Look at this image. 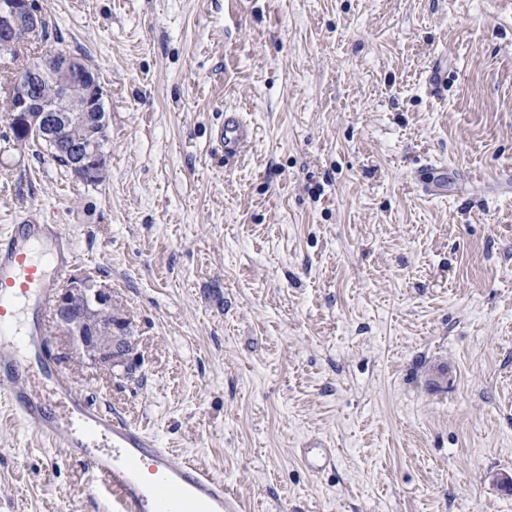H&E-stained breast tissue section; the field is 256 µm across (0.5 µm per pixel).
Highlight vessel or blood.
<instances>
[{
    "label": "vessel or blood",
    "instance_id": "b4317fda",
    "mask_svg": "<svg viewBox=\"0 0 512 512\" xmlns=\"http://www.w3.org/2000/svg\"><path fill=\"white\" fill-rule=\"evenodd\" d=\"M252 135L235 112L225 114L217 133L228 156ZM77 263L66 225L22 218L0 235V384H7L13 410L101 478L119 512H239L223 478L176 460L141 428L112 419L46 353L42 307Z\"/></svg>",
    "mask_w": 512,
    "mask_h": 512
}]
</instances>
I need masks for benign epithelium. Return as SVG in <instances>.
I'll list each match as a JSON object with an SVG mask.
<instances>
[{"label":"benign epithelium","mask_w":512,"mask_h":512,"mask_svg":"<svg viewBox=\"0 0 512 512\" xmlns=\"http://www.w3.org/2000/svg\"><path fill=\"white\" fill-rule=\"evenodd\" d=\"M45 15L36 0H0V55L6 57L19 43L45 42ZM54 86L49 97L38 93L43 84ZM104 92L97 74L81 59L66 52L47 50L29 71L16 78L9 89L17 121L16 132L25 137H41L61 142L76 127L87 130L73 141L72 173L85 182L95 180L109 166L92 136L100 123ZM53 311L59 329L95 368L120 366L129 371L135 365L132 337L127 322L112 312V290L89 276L72 278L59 289Z\"/></svg>","instance_id":"obj_1"}]
</instances>
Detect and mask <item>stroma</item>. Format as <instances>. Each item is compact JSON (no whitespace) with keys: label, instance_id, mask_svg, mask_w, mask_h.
Listing matches in <instances>:
<instances>
[{"label":"stroma","instance_id":"obj_1","mask_svg":"<svg viewBox=\"0 0 512 512\" xmlns=\"http://www.w3.org/2000/svg\"><path fill=\"white\" fill-rule=\"evenodd\" d=\"M37 3L101 75L110 172L0 117V230L67 225L137 353L89 368L45 307L73 382L243 512H512V0ZM0 512H114L1 395ZM253 130L238 113L226 112L224 127L217 133V138L224 144L226 156H236L241 148L252 138Z\"/></svg>","mask_w":512,"mask_h":512}]
</instances>
